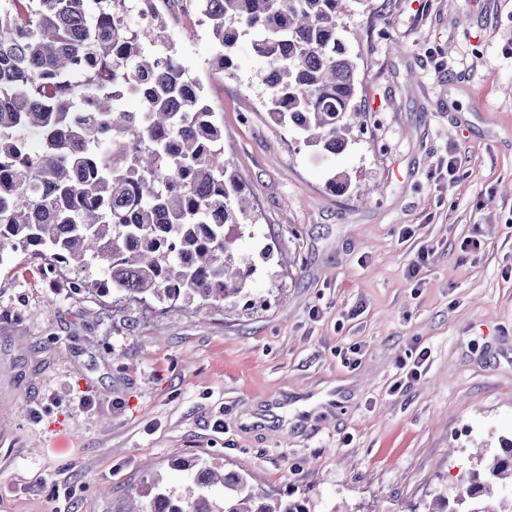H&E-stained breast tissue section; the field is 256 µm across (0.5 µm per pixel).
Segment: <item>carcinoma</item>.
Returning a JSON list of instances; mask_svg holds the SVG:
<instances>
[{
	"label": "carcinoma",
	"instance_id": "1",
	"mask_svg": "<svg viewBox=\"0 0 512 512\" xmlns=\"http://www.w3.org/2000/svg\"><path fill=\"white\" fill-rule=\"evenodd\" d=\"M135 2L0 0V255L34 253L69 269L81 290L119 301L238 297L251 269L224 226L255 220L224 157V123L166 22L134 28ZM197 2L215 68L230 72L240 36L255 34L268 116L308 146L342 152L365 117L339 36L346 0ZM128 95L137 110L125 108ZM191 479V499L154 480L125 512H311L308 499L258 489L237 471L200 465ZM495 484L506 492L489 508L482 497ZM458 502L512 512V440Z\"/></svg>",
	"mask_w": 512,
	"mask_h": 512
}]
</instances>
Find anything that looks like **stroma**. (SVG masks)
<instances>
[{"instance_id": "1", "label": "stroma", "mask_w": 512, "mask_h": 512, "mask_svg": "<svg viewBox=\"0 0 512 512\" xmlns=\"http://www.w3.org/2000/svg\"><path fill=\"white\" fill-rule=\"evenodd\" d=\"M341 24L367 120L336 155L269 118L251 36L227 75L197 10L169 25L258 217L231 231L247 298L117 301L0 256V512H122L155 477L187 493L193 460L311 512H422L512 439V0H346Z\"/></svg>"}]
</instances>
